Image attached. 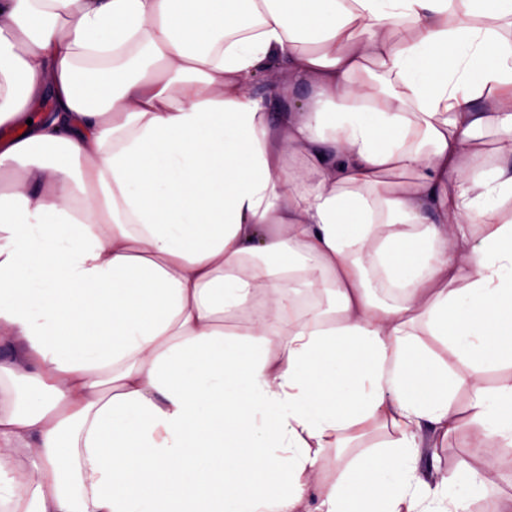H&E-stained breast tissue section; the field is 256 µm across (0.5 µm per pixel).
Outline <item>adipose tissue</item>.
Instances as JSON below:
<instances>
[{"label": "adipose tissue", "instance_id": "ef3b65f1", "mask_svg": "<svg viewBox=\"0 0 512 512\" xmlns=\"http://www.w3.org/2000/svg\"><path fill=\"white\" fill-rule=\"evenodd\" d=\"M6 170L0 512L497 486L512 0H0ZM463 428L480 466H424Z\"/></svg>", "mask_w": 512, "mask_h": 512}]
</instances>
